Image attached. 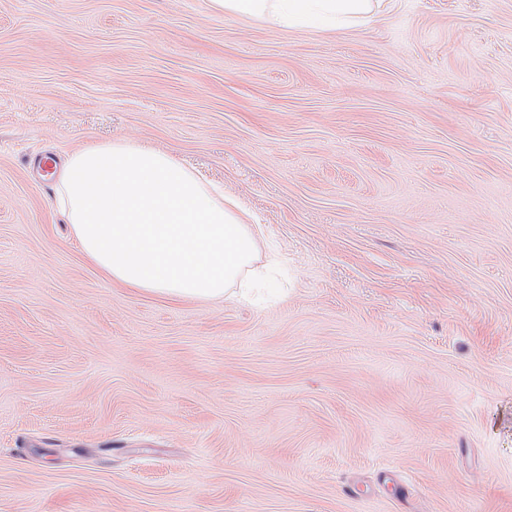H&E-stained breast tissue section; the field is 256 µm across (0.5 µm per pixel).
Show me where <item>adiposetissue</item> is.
I'll list each match as a JSON object with an SVG mask.
<instances>
[{
	"mask_svg": "<svg viewBox=\"0 0 512 512\" xmlns=\"http://www.w3.org/2000/svg\"><path fill=\"white\" fill-rule=\"evenodd\" d=\"M224 14L282 28L336 29L370 18L380 0H211ZM62 203L82 254L113 283L160 297L254 296L258 240L223 194L167 154L127 142L74 153Z\"/></svg>",
	"mask_w": 512,
	"mask_h": 512,
	"instance_id": "adipose-tissue-1",
	"label": "adipose tissue"
}]
</instances>
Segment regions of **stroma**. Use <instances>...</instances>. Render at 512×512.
<instances>
[{
  "mask_svg": "<svg viewBox=\"0 0 512 512\" xmlns=\"http://www.w3.org/2000/svg\"><path fill=\"white\" fill-rule=\"evenodd\" d=\"M117 141L253 213L273 305L83 256L35 162ZM0 512H512V0H0ZM383 0H211L224 14L281 28L337 29L370 18Z\"/></svg>",
  "mask_w": 512,
  "mask_h": 512,
  "instance_id": "stroma-1",
  "label": "stroma"
}]
</instances>
